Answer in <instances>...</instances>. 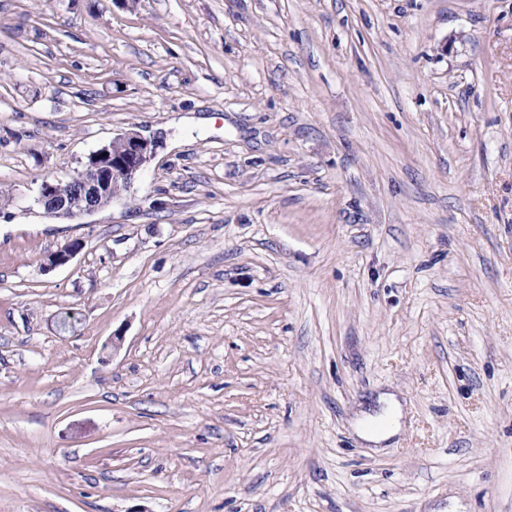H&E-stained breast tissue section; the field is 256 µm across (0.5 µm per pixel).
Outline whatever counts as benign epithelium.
<instances>
[{
	"mask_svg": "<svg viewBox=\"0 0 512 512\" xmlns=\"http://www.w3.org/2000/svg\"><path fill=\"white\" fill-rule=\"evenodd\" d=\"M159 142L128 130L92 152L82 168L66 180L46 178L40 185L37 202L49 217L81 219L112 204L121 196L119 188H129L155 159ZM79 244H68L49 258L48 268L69 263Z\"/></svg>",
	"mask_w": 512,
	"mask_h": 512,
	"instance_id": "1",
	"label": "benign epithelium"
}]
</instances>
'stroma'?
<instances>
[{
    "label": "stroma",
    "instance_id": "1",
    "mask_svg": "<svg viewBox=\"0 0 512 512\" xmlns=\"http://www.w3.org/2000/svg\"><path fill=\"white\" fill-rule=\"evenodd\" d=\"M0 512H512V0H0ZM159 142L128 130L92 152L67 180L45 178L37 202L49 217L81 219L112 204L155 159ZM382 400L388 405L385 420L376 423L364 420L358 426L360 436L375 445L396 435L401 427L402 413L399 404L392 398Z\"/></svg>",
    "mask_w": 512,
    "mask_h": 512
}]
</instances>
